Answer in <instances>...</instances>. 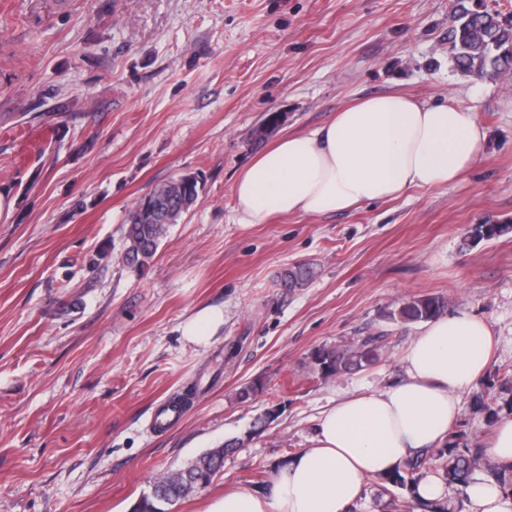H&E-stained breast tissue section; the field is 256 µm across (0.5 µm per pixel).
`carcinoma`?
I'll use <instances>...</instances> for the list:
<instances>
[{"label": "carcinoma", "mask_w": 512, "mask_h": 512, "mask_svg": "<svg viewBox=\"0 0 512 512\" xmlns=\"http://www.w3.org/2000/svg\"><path fill=\"white\" fill-rule=\"evenodd\" d=\"M448 51L457 70L476 78H497L512 71V22L502 20L486 10L482 0H456L448 25ZM282 121L281 114L271 112L253 131L261 140ZM199 180L192 174L181 175L164 183V202L147 194L130 213L126 237L129 242L125 259L142 267L154 256L168 227L177 223L199 197ZM316 271L309 264H298L285 272V288H303L314 279ZM448 311L443 296L412 298L390 314L394 321L422 322L440 317ZM384 334L365 337L357 345L319 348L311 352L313 371L324 378L336 377L360 369L378 360ZM272 422L270 413L256 418L252 429L242 437L227 439L216 448L202 453L185 466L157 479L152 493L144 495L132 512H165L164 506L194 494L197 486H208L224 467V457L245 446L251 436L266 429ZM435 467L440 476L457 487L458 497L425 501L416 496V488L426 470ZM481 474L497 486L512 492V464L495 463L486 456V449L460 448L445 442L438 448H426L403 461L395 470L381 478L380 487L388 496L390 512H462L467 488Z\"/></svg>", "instance_id": "1"}]
</instances>
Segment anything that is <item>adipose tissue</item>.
<instances>
[{
	"label": "adipose tissue",
	"mask_w": 512,
	"mask_h": 512,
	"mask_svg": "<svg viewBox=\"0 0 512 512\" xmlns=\"http://www.w3.org/2000/svg\"><path fill=\"white\" fill-rule=\"evenodd\" d=\"M484 139L475 112L456 101L366 97L257 154L233 183L235 220L344 212L439 188L479 162ZM492 345L488 323L468 311L426 321L403 355L402 380L338 400L311 446L276 466L264 489L226 493L212 512H349L367 479L445 441Z\"/></svg>",
	"instance_id": "1"
}]
</instances>
